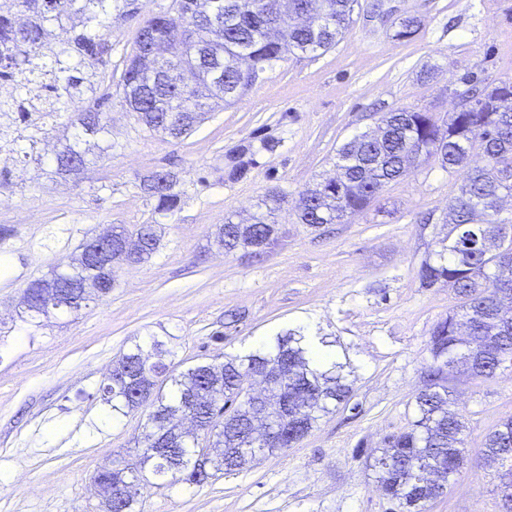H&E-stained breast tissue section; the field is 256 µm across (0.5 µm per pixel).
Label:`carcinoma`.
<instances>
[{
    "label": "carcinoma",
    "mask_w": 512,
    "mask_h": 512,
    "mask_svg": "<svg viewBox=\"0 0 512 512\" xmlns=\"http://www.w3.org/2000/svg\"><path fill=\"white\" fill-rule=\"evenodd\" d=\"M358 0H173L179 22L167 15L145 20L137 29L135 56L122 75L128 110L147 128L173 139L192 133L213 107L230 103L253 84L252 75L264 71L288 54L326 52L348 30ZM216 9L235 13L232 25L220 33L210 30L208 15ZM112 16V0H0V79L14 84L15 96L0 101V153L16 152L18 138L11 125L26 122L28 113L12 115L29 99L34 60L46 57L52 44L50 21H72L68 47L51 57L60 76L51 86L53 95L37 102L45 116L55 118L67 110L68 100L84 86L81 69L105 63L112 44L105 38ZM161 44L178 47L171 58L159 60V72L140 74L136 55ZM381 133L362 134L338 150L336 176L307 187L299 195L297 216L302 224L317 227L338 224L345 217L366 210L390 181L431 157L444 167L468 164L480 151L486 160L471 170L467 183L448 205V235L436 259L419 272L430 287L440 281L452 286L459 310L432 330L427 368L428 383L415 397L416 417L403 431L390 436L374 461L376 481L384 496L400 512H428L441 495L425 484L428 474L441 471L448 481L463 467L466 424L454 408L448 377L465 372L474 379H490L501 361L512 357V224L498 218V202L512 197V81L501 80L491 88L469 91L446 126L432 113L398 108L377 119ZM110 133L102 112L92 106L81 113L73 143L54 154L59 173L80 171L86 164L87 145L105 151L101 143ZM169 171L156 170L144 190L156 201L159 212L174 210L180 195ZM284 202L277 191L261 200L251 223L228 218L220 225L217 243L224 252L251 248L264 251L277 240L274 215ZM151 225L129 230L112 227V269L108 273L86 264L55 267L33 280L35 295L25 321L39 326L48 316L41 307L54 298L64 303L62 313L79 310L90 299L112 291L115 268L123 263L148 260L157 245ZM138 236V255H124L118 242ZM168 354L165 342L153 335L149 349L137 344L121 355L102 386L103 400L112 415H126L149 398V431L137 448L138 465L112 460V469L96 471L93 481L102 489V512H135V487L149 472L157 486H203L220 474L243 468L274 450L302 440L331 407L350 400L352 386L337 362L318 369L310 365L302 334L288 329L274 341L244 355L222 362H200L171 377L165 394L156 378L164 371ZM279 376L259 399V412L244 397V382L254 374ZM183 414L197 420L212 438L213 451L202 455L191 441L175 433ZM484 455L509 463L499 475L501 487H512V418L500 421L484 440Z\"/></svg>",
    "instance_id": "cac0c4a2"
}]
</instances>
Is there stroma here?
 <instances>
[{
    "label": "stroma",
    "instance_id": "35a3bbf8",
    "mask_svg": "<svg viewBox=\"0 0 512 512\" xmlns=\"http://www.w3.org/2000/svg\"><path fill=\"white\" fill-rule=\"evenodd\" d=\"M172 0H114L112 52L67 112L45 119L35 152L0 159V512H99L93 475L106 458L135 462L149 407L111 418L101 387L134 342L164 336L173 373L242 353L255 340L313 325L352 371L348 405L299 443L201 487L141 483L139 512H396L372 463L385 439L415 417L429 339L456 308L451 288L419 270L448 232V202L468 171L428 160L388 183L344 224L298 223L299 194L336 173L338 149L407 108L445 119L473 86L512 80V0H359L348 33L329 51L290 56L260 73L194 132L147 129L123 102L121 76L140 23ZM421 24L398 38L403 19ZM100 104L112 148L84 171L55 174L49 151L70 139L80 112ZM252 165L230 177L232 156ZM173 174L179 207L155 209L140 184ZM284 203L275 245L224 252L226 218L248 220L270 189ZM153 225L159 245L120 266L111 293L34 328L20 318L28 284L74 256L83 238ZM467 426L468 461L429 512H499L501 465L484 438L512 417V366L494 378L449 381Z\"/></svg>",
    "mask_w": 512,
    "mask_h": 512
}]
</instances>
